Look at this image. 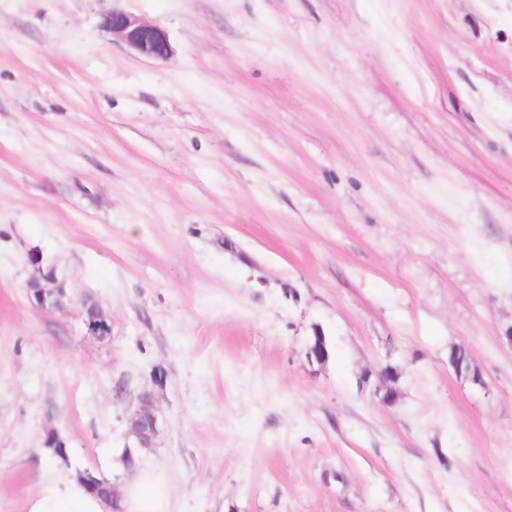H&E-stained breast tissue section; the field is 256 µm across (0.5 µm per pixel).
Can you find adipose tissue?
I'll use <instances>...</instances> for the list:
<instances>
[{
  "label": "adipose tissue",
  "mask_w": 512,
  "mask_h": 512,
  "mask_svg": "<svg viewBox=\"0 0 512 512\" xmlns=\"http://www.w3.org/2000/svg\"><path fill=\"white\" fill-rule=\"evenodd\" d=\"M112 506L91 494L76 478L51 476L30 496L23 512H111ZM120 512H171L168 485L152 473H141L120 495Z\"/></svg>",
  "instance_id": "ef3b65f1"
}]
</instances>
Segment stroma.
<instances>
[{"instance_id": "obj_1", "label": "stroma", "mask_w": 512, "mask_h": 512, "mask_svg": "<svg viewBox=\"0 0 512 512\" xmlns=\"http://www.w3.org/2000/svg\"><path fill=\"white\" fill-rule=\"evenodd\" d=\"M510 331L512 0H0V512L146 390L171 512H512ZM101 27L144 57L166 60L172 54L169 38L163 30L127 12L112 10L105 14ZM38 272L39 276L34 277L28 283L29 295L40 307L48 303L51 305L49 302L50 297L56 291L63 290L62 286L57 283L54 273L50 272L49 269L40 271V268H38ZM87 331L97 339L107 341L111 337V326L101 308L91 306L87 309Z\"/></svg>"}]
</instances>
